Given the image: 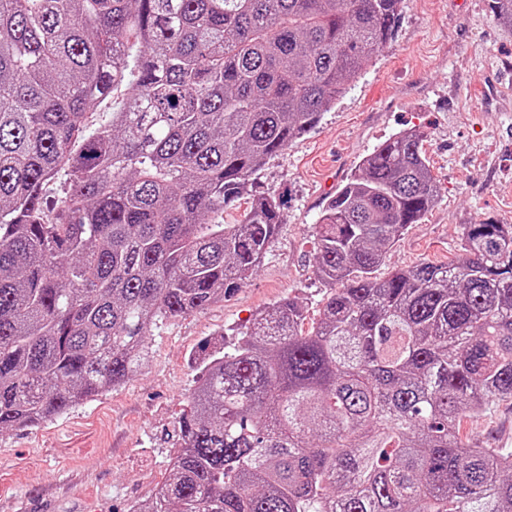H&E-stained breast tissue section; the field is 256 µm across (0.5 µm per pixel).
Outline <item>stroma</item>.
Instances as JSON below:
<instances>
[{
	"label": "stroma",
	"instance_id": "stroma-1",
	"mask_svg": "<svg viewBox=\"0 0 512 512\" xmlns=\"http://www.w3.org/2000/svg\"><path fill=\"white\" fill-rule=\"evenodd\" d=\"M425 132L439 197L389 247L385 270L459 253L463 227L512 224V28L490 0H403L395 40L310 132L268 161L254 189L284 223L253 278L148 338L142 372L35 428L0 432V512H128L166 476L175 422L196 387L191 357L234 342L253 315L292 297L315 320V226L354 166L391 135ZM469 443L512 450V400L463 418Z\"/></svg>",
	"mask_w": 512,
	"mask_h": 512
}]
</instances>
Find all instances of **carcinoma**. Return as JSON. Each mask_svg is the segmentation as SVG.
I'll list each match as a JSON object with an SVG mask.
<instances>
[{"mask_svg":"<svg viewBox=\"0 0 512 512\" xmlns=\"http://www.w3.org/2000/svg\"><path fill=\"white\" fill-rule=\"evenodd\" d=\"M402 3L0 0V431L126 382L153 327L250 281L283 224L256 176L395 38ZM492 12L512 28V0ZM424 138L381 142L323 207L309 329L288 297L204 355L167 476L131 512H512V452L459 436L512 399V224L377 275L436 201ZM125 103V90L121 89L111 93L88 113L86 123L88 132L107 126L112 120V112L120 111Z\"/></svg>","mask_w":512,"mask_h":512,"instance_id":"carcinoma-1","label":"carcinoma"}]
</instances>
